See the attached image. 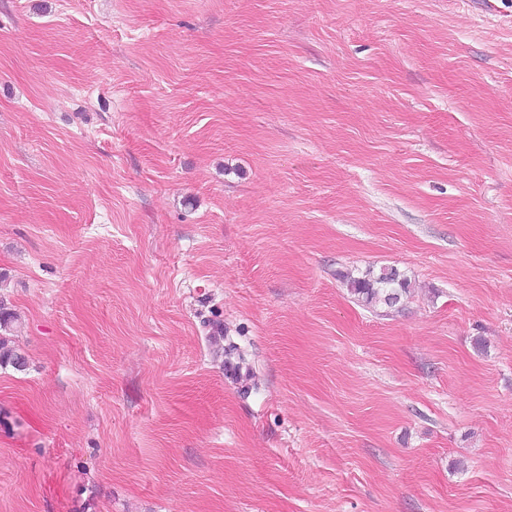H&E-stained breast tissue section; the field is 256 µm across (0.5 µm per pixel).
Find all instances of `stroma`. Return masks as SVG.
I'll use <instances>...</instances> for the list:
<instances>
[{
    "label": "stroma",
    "mask_w": 512,
    "mask_h": 512,
    "mask_svg": "<svg viewBox=\"0 0 512 512\" xmlns=\"http://www.w3.org/2000/svg\"><path fill=\"white\" fill-rule=\"evenodd\" d=\"M0 300V512H512V0H0ZM350 292L366 306L392 307L409 292L410 280L396 268L381 269L378 274L368 270L361 277L348 280ZM0 366L12 367L14 370L22 372L28 367V359L25 354L8 345V340L0 336Z\"/></svg>",
    "instance_id": "35a3bbf8"
}]
</instances>
